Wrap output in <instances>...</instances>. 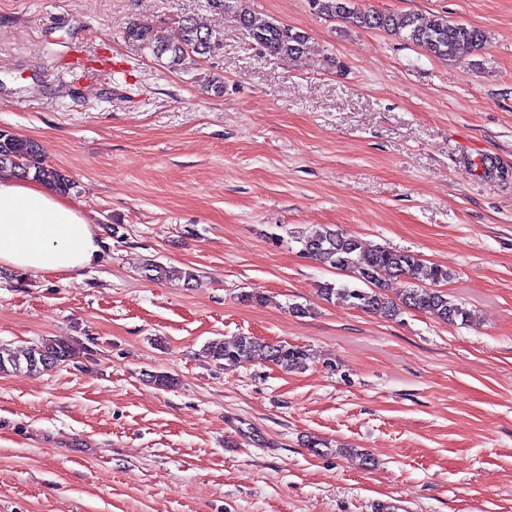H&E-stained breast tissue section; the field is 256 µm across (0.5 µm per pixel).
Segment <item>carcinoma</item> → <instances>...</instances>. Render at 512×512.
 I'll return each instance as SVG.
<instances>
[{
	"mask_svg": "<svg viewBox=\"0 0 512 512\" xmlns=\"http://www.w3.org/2000/svg\"><path fill=\"white\" fill-rule=\"evenodd\" d=\"M308 5L319 17L339 19L357 28L390 32L443 60H461L482 49L486 42L483 31L436 15L426 17L361 8L356 0H308ZM205 8L234 14L251 42L266 55L297 58L305 53L308 41L305 32L257 15L247 6V0H206ZM124 37L158 59L168 56V66L178 70L193 68L197 59L221 47V38L195 15L182 17L177 26L164 31L133 23ZM4 173L21 179L30 177L60 194L67 195L74 188L68 176L46 162L43 149L36 141L0 130V175ZM295 239L304 255L352 278L339 285L318 284L317 292L325 300L348 302L367 313L389 319L397 316L404 305L446 323L464 324L470 320L469 311L438 289V285L452 277L445 267H429L426 277L432 287L414 283L403 290L401 303L397 304L384 293L386 281L417 278L422 270L417 256L385 246L366 250L356 237L329 227L301 231ZM203 353L226 370L241 367L257 355L290 371L305 369L308 360V353L299 346L266 344L253 336H241L232 344L212 340L204 346ZM75 355V347L60 341L33 344L20 352L0 345V373L22 368L49 370Z\"/></svg>",
	"mask_w": 512,
	"mask_h": 512,
	"instance_id": "carcinoma-1",
	"label": "carcinoma"
}]
</instances>
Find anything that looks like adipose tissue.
<instances>
[{"label":"adipose tissue","instance_id":"1","mask_svg":"<svg viewBox=\"0 0 512 512\" xmlns=\"http://www.w3.org/2000/svg\"><path fill=\"white\" fill-rule=\"evenodd\" d=\"M82 211L37 182L0 177V269L70 274L98 257Z\"/></svg>","mask_w":512,"mask_h":512}]
</instances>
